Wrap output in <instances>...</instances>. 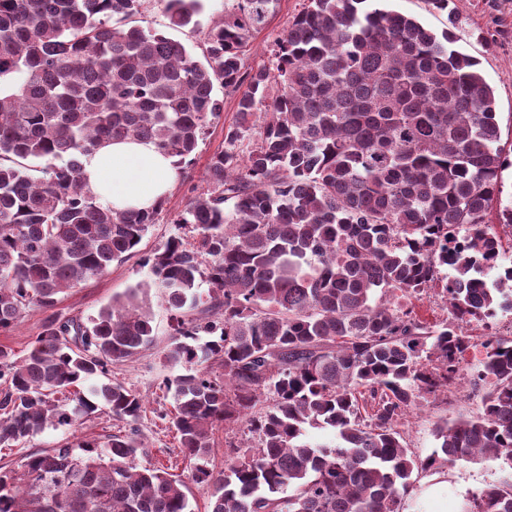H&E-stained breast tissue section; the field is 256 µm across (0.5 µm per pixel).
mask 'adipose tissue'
Instances as JSON below:
<instances>
[{"mask_svg":"<svg viewBox=\"0 0 512 512\" xmlns=\"http://www.w3.org/2000/svg\"><path fill=\"white\" fill-rule=\"evenodd\" d=\"M82 181L114 211L155 207L171 190L178 171L172 158L146 140H115L83 160Z\"/></svg>","mask_w":512,"mask_h":512,"instance_id":"obj_1","label":"adipose tissue"}]
</instances>
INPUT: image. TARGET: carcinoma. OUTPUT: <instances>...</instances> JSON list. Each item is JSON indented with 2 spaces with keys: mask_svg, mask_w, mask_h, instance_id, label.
I'll return each instance as SVG.
<instances>
[{
  "mask_svg": "<svg viewBox=\"0 0 512 512\" xmlns=\"http://www.w3.org/2000/svg\"><path fill=\"white\" fill-rule=\"evenodd\" d=\"M141 2L0 0V332L45 313L24 351L0 346V446L100 403L125 423L0 470V512H190L182 480L137 469L139 393L108 381L93 401L56 398L152 346V288L173 321L164 362L184 368L164 382L169 424L191 479L213 485L209 512H401L421 475L483 460L511 473L461 512H512V336L488 325L512 311V265L485 280L504 259L493 202L512 225V162L477 61L382 0H309L272 67L249 74L247 39L278 0L224 3L203 62L134 24ZM157 2L176 28L201 9ZM218 87L240 92L237 119L179 232L143 256L146 280L87 319L56 314L60 293L136 252L159 212L102 205L83 159L105 141L149 140L183 171L222 112ZM439 284L440 323L395 303ZM473 323L479 339L463 334ZM202 333L214 339L192 344ZM469 350L479 412L436 424L435 450L414 455L407 414L464 379ZM239 422L258 446L216 473L210 431ZM308 426L333 428L336 444L311 446Z\"/></svg>",
  "mask_w": 512,
  "mask_h": 512,
  "instance_id": "cac0c4a2",
  "label": "carcinoma"
}]
</instances>
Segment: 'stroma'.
I'll return each mask as SVG.
<instances>
[{
    "label": "stroma",
    "instance_id": "1",
    "mask_svg": "<svg viewBox=\"0 0 512 512\" xmlns=\"http://www.w3.org/2000/svg\"><path fill=\"white\" fill-rule=\"evenodd\" d=\"M205 9L194 27L172 29L157 0H144L136 22L143 28L165 32L167 36L190 47L196 56H203L209 25L224 11V0H202ZM307 0H279L276 12L266 25L253 32L245 51L247 68L270 66L269 49L275 39L287 28L289 21L306 6ZM391 9L411 15L435 33L453 31L456 49L480 63V69L493 88L496 99L497 121L501 132L500 145L512 159V0H451L447 10L440 11L430 0H390ZM223 111L200 141L186 180L175 182L165 199L156 224L139 246L138 255L121 263H113L102 277L59 294L56 309L67 316H93L113 298L144 279L146 272L139 266L141 255L162 246L177 231L174 217L181 212L191 195L192 188H204L205 172L211 156L224 144V132L236 120L237 94L224 93ZM153 311L154 344L131 360L112 368L113 381L139 393L144 399V409L138 422L143 442L148 448L146 456L137 458L138 466H163L172 474L186 479V494L194 512H206L213 488L211 485L190 481L189 471L180 454L175 433L170 429L167 414L173 409L170 395L161 390L164 378L175 376L176 371L163 361L162 352L170 341V314L157 294H149ZM480 406L478 397L453 395L438 397L423 409L411 412L405 421L406 442L420 457L428 456L436 448L433 435L436 421L455 419L476 414ZM119 421L106 411L76 420L72 425L49 427L37 435L26 447L0 449V467L12 468L25 454L49 450L74 439L101 438L117 432ZM213 452L211 466L220 471L231 463V446H256L257 439L246 425L238 424L226 429L216 427L211 434ZM502 474L497 461H459L443 472L422 476L412 492L403 500L402 512H426L428 504L423 497L424 488L439 484L441 497L458 503L465 495L485 484L497 480Z\"/></svg>",
    "mask_w": 512,
    "mask_h": 512
}]
</instances>
